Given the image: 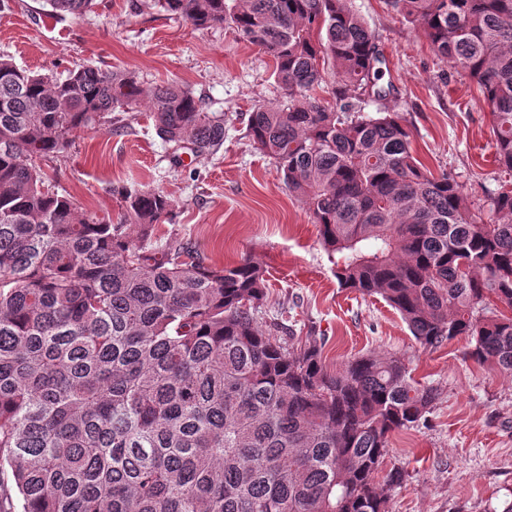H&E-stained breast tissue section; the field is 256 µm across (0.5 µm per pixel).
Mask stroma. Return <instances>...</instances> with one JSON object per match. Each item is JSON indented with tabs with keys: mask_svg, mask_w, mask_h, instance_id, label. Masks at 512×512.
Instances as JSON below:
<instances>
[{
	"mask_svg": "<svg viewBox=\"0 0 512 512\" xmlns=\"http://www.w3.org/2000/svg\"><path fill=\"white\" fill-rule=\"evenodd\" d=\"M136 2L95 0L89 15L74 18L49 14L44 0H0V56L61 78L94 65L134 72L147 85L178 82L223 113L224 144L213 156L174 164L143 107L127 127L82 130L67 153L42 161L50 188L113 215L111 184L162 190L177 217L159 237L191 240L209 263L248 258L264 268L260 326L283 323L299 341L323 337L332 371L372 352L400 358L438 396L426 424L390 437L387 460L405 471L390 512H500L512 499V375L476 363L463 339L423 350L381 298L340 288L306 205L245 135L252 107L282 98L270 57L228 28H199ZM351 4L376 36L389 89L368 112L398 113L421 162L455 176L474 205L487 207L498 170L477 83L388 0Z\"/></svg>",
	"mask_w": 512,
	"mask_h": 512,
	"instance_id": "35a3bbf8",
	"label": "stroma"
}]
</instances>
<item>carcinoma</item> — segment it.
Returning a JSON list of instances; mask_svg holds the SVG:
<instances>
[{"label":"carcinoma","mask_w":512,"mask_h":512,"mask_svg":"<svg viewBox=\"0 0 512 512\" xmlns=\"http://www.w3.org/2000/svg\"><path fill=\"white\" fill-rule=\"evenodd\" d=\"M45 2L80 18L95 0ZM151 2L272 57L284 99L256 105L246 136L308 207L339 286L381 297L423 349L465 337L512 374V313L492 306L512 310V0H389L481 88L508 175L485 215L425 169L398 114L366 111L382 59L348 0ZM330 75L332 105L314 96ZM144 102L162 141L224 145V113L175 82L0 56V472L23 512H389V436L426 420L434 388L392 355L330 372L321 338L260 328L263 268L156 243L164 192L112 185L114 222L45 185L38 160Z\"/></svg>","instance_id":"cac0c4a2"}]
</instances>
